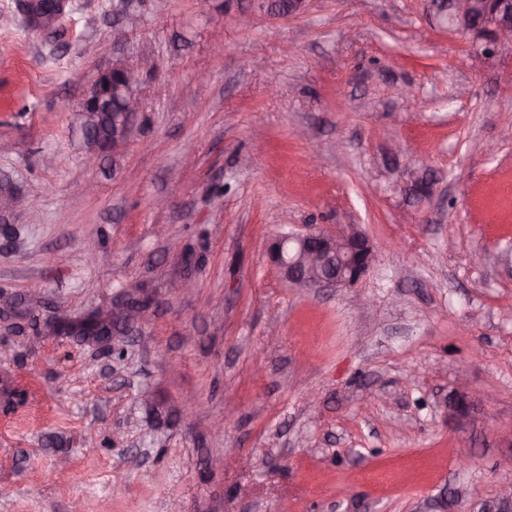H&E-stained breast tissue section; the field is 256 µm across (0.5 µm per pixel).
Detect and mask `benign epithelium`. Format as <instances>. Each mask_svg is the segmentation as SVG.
I'll return each instance as SVG.
<instances>
[{
    "label": "benign epithelium",
    "instance_id": "benign-epithelium-1",
    "mask_svg": "<svg viewBox=\"0 0 512 512\" xmlns=\"http://www.w3.org/2000/svg\"><path fill=\"white\" fill-rule=\"evenodd\" d=\"M309 0H288L275 5L280 16L302 14ZM448 27L482 47L487 55L504 44H512V0H429ZM112 113V152H117L131 135L140 112L141 99L134 86L133 73L125 67L98 74L76 111L78 125L86 131L88 162L96 164L103 151L93 130L104 107ZM270 261L283 277L299 288L332 289L353 285L370 270L375 260L373 245L356 224H338L306 232H291L274 238L269 247ZM141 294L140 285L128 284L115 299L112 317L124 329L136 324L145 309L124 301ZM499 498L491 512H512V470L499 479Z\"/></svg>",
    "mask_w": 512,
    "mask_h": 512
}]
</instances>
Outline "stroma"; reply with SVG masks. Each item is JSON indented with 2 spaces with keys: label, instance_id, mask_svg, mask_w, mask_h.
<instances>
[{
  "label": "stroma",
  "instance_id": "stroma-1",
  "mask_svg": "<svg viewBox=\"0 0 512 512\" xmlns=\"http://www.w3.org/2000/svg\"><path fill=\"white\" fill-rule=\"evenodd\" d=\"M24 2L0 0V185L16 196L0 214V512L495 503L512 469V46L482 54L427 0H310L293 18L67 0L42 24ZM126 12L140 24L113 42ZM118 64L142 110L91 169L74 114ZM335 224L370 238L366 277L285 282L270 242ZM174 241L203 257L176 296ZM131 282L159 303L114 346L44 329Z\"/></svg>",
  "mask_w": 512,
  "mask_h": 512
}]
</instances>
